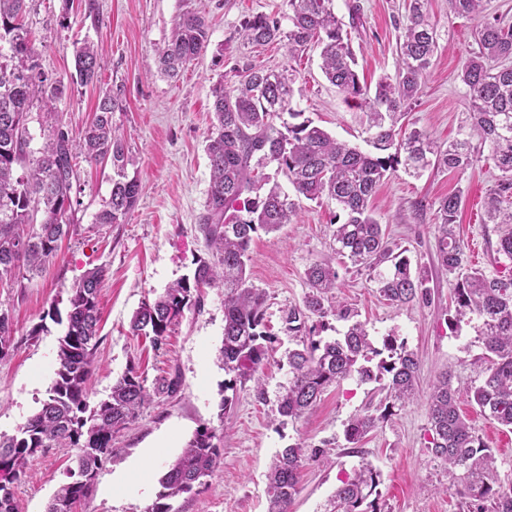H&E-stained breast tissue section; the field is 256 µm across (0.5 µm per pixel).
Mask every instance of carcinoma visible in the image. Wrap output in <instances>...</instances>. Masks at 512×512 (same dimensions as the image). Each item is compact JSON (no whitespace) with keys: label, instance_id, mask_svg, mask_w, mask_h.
Here are the masks:
<instances>
[{"label":"carcinoma","instance_id":"carcinoma-1","mask_svg":"<svg viewBox=\"0 0 512 512\" xmlns=\"http://www.w3.org/2000/svg\"><path fill=\"white\" fill-rule=\"evenodd\" d=\"M288 30L275 17L256 15L243 20V46L284 43L288 59L309 44L320 47L321 70L328 81L364 110L374 151L363 152L340 142L292 108L289 71L245 64L237 83L213 89L216 123L206 140L210 186L198 231L207 257L195 261L193 278H182L145 301L134 312V334L165 344L184 311L201 304L203 287L224 289V339L219 360L230 379L224 389L246 390L254 383L263 395L259 372L274 353L275 337L265 322L266 295L249 283L246 260L253 237L276 231L297 217L296 199L327 197L345 215L332 232V253L312 263L305 272L309 291L303 305L288 309V330L304 333L302 348L285 352L290 378L278 398L277 412L296 420L311 409L330 386L356 373L363 381L384 382L391 401L376 415L365 409L353 415L344 430L351 445L360 443L380 419L403 408L416 395L419 360L396 339L386 336L381 347L369 338L364 323L346 306L325 305L337 288L336 257L376 272L378 293L396 306L427 300L422 271H412L410 260L389 245L386 231L373 216L371 199L394 165L415 172L431 166L464 172L478 161L472 140L490 150L498 170L496 187L485 202L491 224H504L498 252L512 260V26L501 16H488L484 0H448L451 12L481 17L476 34L478 50L469 53L458 77L469 88L465 137L444 147L422 131L396 140L402 109L416 99L437 49L429 0H407L408 23L399 35L394 77L380 80L375 90L360 82L355 54L343 21L333 11V0H286ZM27 0H0V281L32 280L55 256L58 241L74 223L72 192L77 180L74 160L112 167L109 199L96 216L98 224H119L135 206L138 180L127 174L129 156L124 139L112 125L119 108L114 95L102 97L94 118L76 133L58 122L50 126L43 148L31 157L28 114L38 102L54 113V103L65 85L49 78L35 61L30 34L21 23ZM210 26L205 15L186 12L172 39L159 55V68L171 76L205 53ZM94 45L76 49L72 82L88 85L98 79ZM396 147L395 154L382 152ZM293 187L285 191L280 178ZM462 191L438 201L437 259L448 272L454 314L450 321L477 319L479 378L463 388L447 371L432 386L429 403L431 459L448 475L467 512H512V482L503 483L492 449L472 430L459 408L460 396L480 412L512 431V276L489 278L465 265V245L457 238ZM103 266L90 269L71 289L65 318L54 310L51 319L65 324L58 339L57 369L41 407L14 433H0V512H23L14 485L26 475L28 461L47 448L74 451L68 481L48 503L45 512H75L96 489L98 471L112 456V441L135 422L153 394L146 377L131 366L112 383L108 395L93 401L99 333V294L106 279ZM347 323L342 335L324 339L328 317ZM17 349L8 312L0 310V361ZM377 360L375 367L360 361ZM224 433L200 425L182 452L159 479L160 489L146 512H172L171 501L189 494L200 478L213 476L223 464ZM324 453L296 443L282 449L267 475L268 512H289L298 492L304 463ZM381 473L361 464L342 481L330 502V512H377Z\"/></svg>","mask_w":512,"mask_h":512}]
</instances>
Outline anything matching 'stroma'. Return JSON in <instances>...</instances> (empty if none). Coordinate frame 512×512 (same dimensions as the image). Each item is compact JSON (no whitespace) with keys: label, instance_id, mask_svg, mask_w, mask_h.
<instances>
[{"label":"stroma","instance_id":"obj_1","mask_svg":"<svg viewBox=\"0 0 512 512\" xmlns=\"http://www.w3.org/2000/svg\"><path fill=\"white\" fill-rule=\"evenodd\" d=\"M101 21L92 24L77 0H30L24 23L37 51L36 61L50 77L67 82L56 103L59 120L72 130L91 120L100 96L118 93L120 108L112 121L125 139L129 176L140 183L131 213L119 224L101 225L95 217L108 199L110 165L77 158L80 191L77 221L55 258L33 280L0 283V309L8 311L17 349L0 362V433L15 428L36 412L47 396L56 369L62 325L46 319L50 307L66 309L73 286L97 266L109 276L100 292L99 363L93 377L95 398L109 393L129 367H139L148 383L166 379L175 392L162 393L112 443L111 458L100 470L93 497L77 512H146L155 499L158 479L200 425L224 430L220 471L192 493L177 498L174 512H266V474L275 455L300 443L325 449V456L306 462L290 512H328L342 480L361 461L381 473L380 512H463L448 471L431 461L428 401L432 381L452 371L453 383L464 386L478 374L484 353L469 323L458 330L447 324L452 306L448 275L437 262L436 207L440 198L461 191L456 232L465 244L467 263L494 277L512 270L498 254L502 233L485 221L484 202L498 172L480 159L465 172L429 169L413 174L396 166L379 186L373 201L375 218L390 241L426 274L429 303L394 306L378 293L373 271L337 263V298L359 314L373 343L393 335L420 361L416 397L380 420L358 447H348L343 430L355 413L381 409L386 392L379 383L351 376L329 387L301 418L280 423L276 401L288 383L286 350L299 338L285 330V310L301 305L308 292L306 269L330 252L332 230L344 216L334 201H302L295 223L279 231L255 235L246 271L266 295L265 317L275 335L276 353L260 374L264 398L241 391L224 405L226 375L217 361L224 334V291L205 287L201 304L185 310L164 345L132 335L130 319L141 303L171 283L192 275L196 258L205 254L197 232L210 183L206 136L212 112V88L234 83L243 63L272 69L293 66V107L338 140L370 150V134L356 103L331 85L320 69L317 48L288 59L279 44L244 47L240 22L266 14L287 22L283 0H98ZM361 21L350 32L362 82L375 85L393 75L398 58L397 35L407 22L406 0H334L337 17L348 19L352 4ZM436 25L437 51L419 98L403 121L406 129L427 133L445 145L461 138L468 89L458 72L476 49L473 17L450 12L448 0H430ZM205 14L210 24L207 51L177 77L156 64L158 52L171 39L180 16ZM94 43L101 69L97 83H71L75 49ZM460 409L475 433L493 448L500 479L512 480V432L484 417L468 399ZM71 456L63 448L37 453L26 477L15 486L24 512H45L66 478ZM123 473L127 487L112 490V477Z\"/></svg>","mask_w":512,"mask_h":512}]
</instances>
